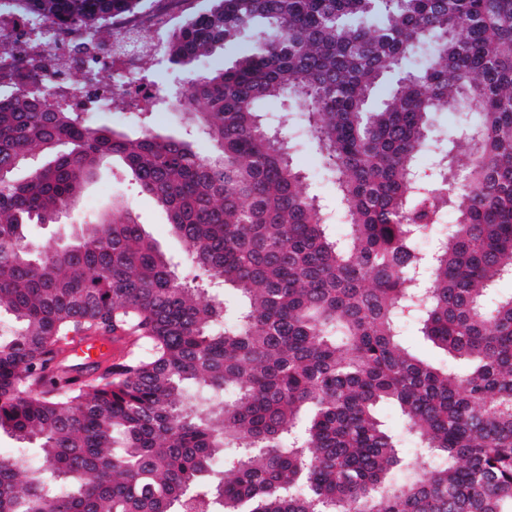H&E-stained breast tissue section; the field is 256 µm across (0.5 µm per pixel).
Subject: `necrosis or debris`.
Listing matches in <instances>:
<instances>
[{
  "mask_svg": "<svg viewBox=\"0 0 512 512\" xmlns=\"http://www.w3.org/2000/svg\"><path fill=\"white\" fill-rule=\"evenodd\" d=\"M197 0H145L142 10L110 17L109 27L119 32V40L98 43L96 62L77 53L71 30L55 31L53 37L34 44L27 38V24L15 14L0 12V96L7 97L51 78L52 95L66 98L78 107H87L126 119L128 110L120 103L131 97L154 96L165 85L157 75L144 82L139 71L146 57L157 51L158 37L169 31L175 20L193 12ZM111 68V84H102L99 71Z\"/></svg>",
  "mask_w": 512,
  "mask_h": 512,
  "instance_id": "necrosis-or-debris-1",
  "label": "necrosis or debris"
}]
</instances>
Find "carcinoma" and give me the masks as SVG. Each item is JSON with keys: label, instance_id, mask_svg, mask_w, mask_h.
<instances>
[{"label": "carcinoma", "instance_id": "1", "mask_svg": "<svg viewBox=\"0 0 512 512\" xmlns=\"http://www.w3.org/2000/svg\"><path fill=\"white\" fill-rule=\"evenodd\" d=\"M141 2L9 6L38 43L56 23L96 37ZM244 36L255 51L209 66ZM166 53L167 103L205 154L39 90L0 98V434L19 445L0 456V512H512V294L489 302L512 276V0H214ZM290 103L345 241L264 122ZM450 109L469 119L433 139ZM106 159L206 277L120 206L64 247L29 240ZM408 323L448 366L408 352ZM104 337L119 359L74 362Z\"/></svg>", "mask_w": 512, "mask_h": 512}]
</instances>
